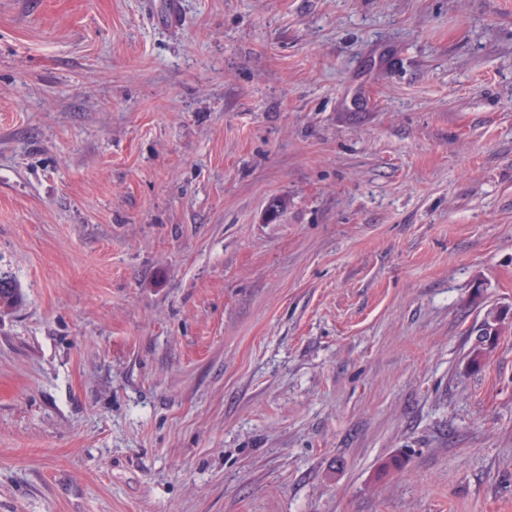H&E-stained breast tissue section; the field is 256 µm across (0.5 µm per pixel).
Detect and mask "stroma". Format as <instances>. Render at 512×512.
I'll return each instance as SVG.
<instances>
[{
  "label": "stroma",
  "mask_w": 512,
  "mask_h": 512,
  "mask_svg": "<svg viewBox=\"0 0 512 512\" xmlns=\"http://www.w3.org/2000/svg\"><path fill=\"white\" fill-rule=\"evenodd\" d=\"M168 3L0 0V512H512V0ZM503 320L498 313L491 311L481 328L477 330L478 339L469 352L470 363L474 368H479L487 358L492 344L500 334Z\"/></svg>",
  "instance_id": "1"
}]
</instances>
